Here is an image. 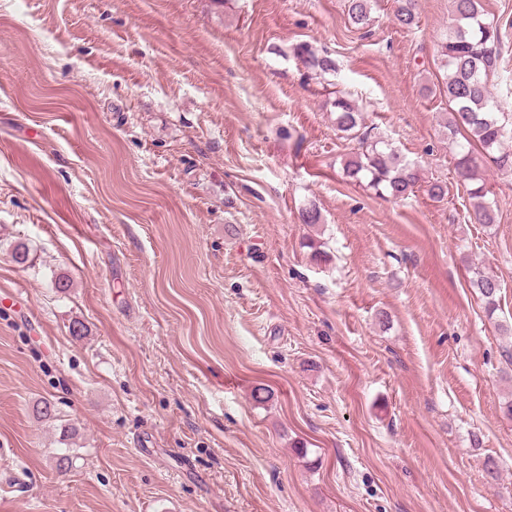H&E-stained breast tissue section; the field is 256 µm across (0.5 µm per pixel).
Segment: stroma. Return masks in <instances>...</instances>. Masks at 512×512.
<instances>
[{
    "label": "stroma",
    "instance_id": "stroma-1",
    "mask_svg": "<svg viewBox=\"0 0 512 512\" xmlns=\"http://www.w3.org/2000/svg\"><path fill=\"white\" fill-rule=\"evenodd\" d=\"M392 6L0 0V512H512V175L484 165L499 218L469 223L449 0ZM340 91L443 201L345 177ZM346 14L348 23L352 28L370 32L376 17L374 16V3L373 0H346ZM393 9L394 23L403 29L418 27L419 0H395ZM293 55L308 72L316 76L336 71L334 60L328 55L317 53L308 43L296 44ZM470 279V288L477 293L485 305L488 315L493 317L498 309L500 284L499 280L494 276L476 269Z\"/></svg>",
    "mask_w": 512,
    "mask_h": 512
}]
</instances>
